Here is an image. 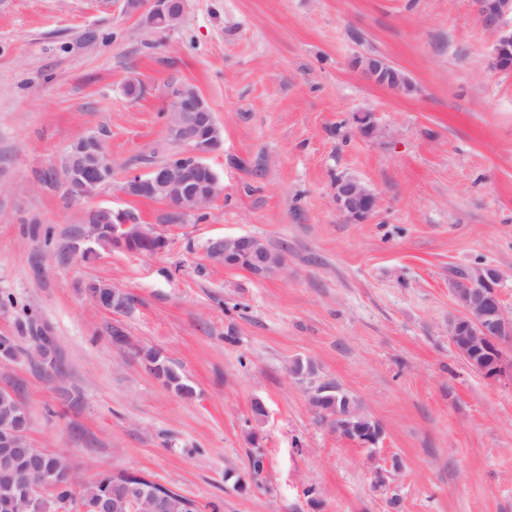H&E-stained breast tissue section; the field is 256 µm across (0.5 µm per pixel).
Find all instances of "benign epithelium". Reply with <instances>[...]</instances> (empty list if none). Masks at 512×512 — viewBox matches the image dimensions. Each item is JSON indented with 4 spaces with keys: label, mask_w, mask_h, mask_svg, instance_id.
I'll use <instances>...</instances> for the list:
<instances>
[{
    "label": "benign epithelium",
    "mask_w": 512,
    "mask_h": 512,
    "mask_svg": "<svg viewBox=\"0 0 512 512\" xmlns=\"http://www.w3.org/2000/svg\"><path fill=\"white\" fill-rule=\"evenodd\" d=\"M129 7L140 13L144 23L155 26L163 19L168 27L175 26L181 20L185 10L184 0H130ZM477 16L481 25L496 35L493 52V64L504 70L512 65V31H505L501 24L503 18L512 14V0H476ZM352 66L370 82L386 85L397 82L401 74L377 55L357 56ZM165 95L172 107V113L182 116L181 122L173 127L187 142L190 155L195 161L170 163L150 170V177L137 180L135 185L123 183L120 192L126 196L141 193L149 196L159 190L166 193L165 202L169 212L179 220L204 211L224 194V185L211 166L205 163L210 153L208 139L219 132L218 125L207 101L193 86L186 83H170ZM87 154L95 166L89 170L84 161H78L71 173L81 172L87 176V186L103 181L107 170L105 151L97 146V140L91 139ZM333 203L336 210L347 220L364 222L375 212L378 205L376 193L354 177H343L336 181L333 188ZM98 224L112 227V241L124 243L129 239H160L162 235L153 228L126 220L113 223L114 210L110 207H98L92 210ZM209 258L226 267H239L247 259V267L253 276L264 278L281 271L285 265L284 252L275 249L259 236L240 234L224 236L209 244ZM501 272L492 265L477 264L455 276L450 281L454 300L461 314L448 324V337L455 352L473 369L487 378L502 376L506 367L502 348L512 347V316L507 314L501 301L498 285ZM295 378L308 384V399L318 396L320 380L310 371L295 373ZM316 411L323 421L336 422V433L350 439L363 448H374L382 437V429L374 426L364 428L354 421L356 412L348 408L339 412L331 407H318ZM30 446L28 432L9 431L0 435V457L14 458L22 448ZM55 485V473L41 469L25 474L20 489L6 494L11 500L12 512H27L29 499L34 490H48ZM152 503L158 509L160 496L143 489L137 491L130 500L129 512H139L143 501Z\"/></svg>",
    "instance_id": "benign-epithelium-1"
}]
</instances>
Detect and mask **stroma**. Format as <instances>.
<instances>
[{"mask_svg":"<svg viewBox=\"0 0 512 512\" xmlns=\"http://www.w3.org/2000/svg\"><path fill=\"white\" fill-rule=\"evenodd\" d=\"M493 42L474 0H186L165 31L127 0H0V296L15 301L0 306V336L21 304L65 355L53 381L0 360L33 445L68 454L86 481L176 486L202 512H512V376L485 377L448 338L452 271L499 269L512 314V70L491 67ZM365 54L413 90L367 81L352 66ZM170 82L193 85L222 132L206 161L224 197L180 224L163 222L164 202L118 191L169 153ZM91 133L112 182L74 201L48 173ZM342 176L376 193L367 221L336 211ZM98 206L156 228L166 248L84 262L27 232L36 221L66 241ZM239 234L287 246L284 269L258 279L212 263L210 241ZM94 282L132 307L102 309ZM116 327L129 346L113 345ZM139 348L193 395L148 373ZM298 357L378 421L376 449L321 421L288 373ZM66 389L79 408L63 406ZM394 456L401 470L376 486ZM156 365L158 374L165 378L169 387L181 395L192 394V388L186 384L179 371L170 365L167 360L163 358L158 359L156 360Z\"/></svg>","mask_w":512,"mask_h":512,"instance_id":"1","label":"stroma"}]
</instances>
